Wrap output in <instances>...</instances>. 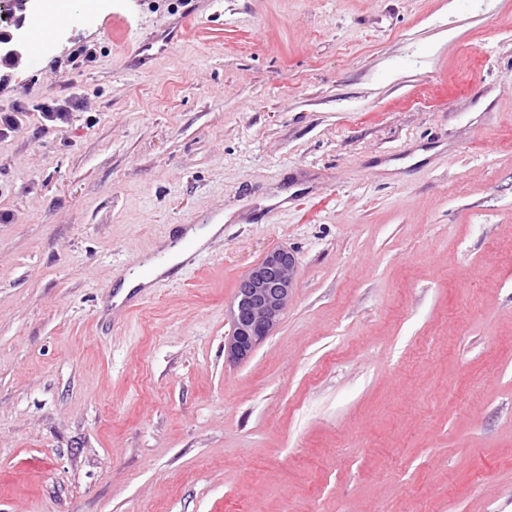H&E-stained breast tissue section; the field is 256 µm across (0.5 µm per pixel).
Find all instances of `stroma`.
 <instances>
[{
	"mask_svg": "<svg viewBox=\"0 0 512 512\" xmlns=\"http://www.w3.org/2000/svg\"><path fill=\"white\" fill-rule=\"evenodd\" d=\"M1 112L0 512H512V0H107ZM295 266L293 252L278 248L241 279L231 309V334L224 342L228 358H249L273 332L288 308ZM183 259L182 255L173 256L168 263L161 265L154 259L145 260L143 268L148 271L147 275H138L135 279H128L124 282L123 287L126 291L130 288H136L139 285H148L152 278L162 274L163 272L170 269L174 264L178 263Z\"/></svg>",
	"mask_w": 512,
	"mask_h": 512,
	"instance_id": "1",
	"label": "stroma"
}]
</instances>
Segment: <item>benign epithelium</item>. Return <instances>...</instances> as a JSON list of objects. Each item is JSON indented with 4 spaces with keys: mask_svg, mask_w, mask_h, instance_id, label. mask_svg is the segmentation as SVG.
Returning a JSON list of instances; mask_svg holds the SVG:
<instances>
[{
    "mask_svg": "<svg viewBox=\"0 0 512 512\" xmlns=\"http://www.w3.org/2000/svg\"><path fill=\"white\" fill-rule=\"evenodd\" d=\"M0 9L21 28L26 16L36 9V2L3 0ZM22 44L21 36L13 31H0V45L6 48L5 58L19 59ZM295 266L293 252L278 248L268 252L241 279L231 309V334L224 342L228 358L233 361L249 358L273 332L288 308Z\"/></svg>",
    "mask_w": 512,
    "mask_h": 512,
    "instance_id": "1",
    "label": "benign epithelium"
}]
</instances>
